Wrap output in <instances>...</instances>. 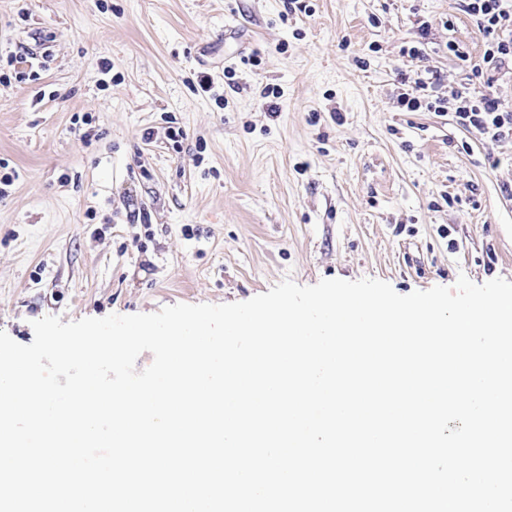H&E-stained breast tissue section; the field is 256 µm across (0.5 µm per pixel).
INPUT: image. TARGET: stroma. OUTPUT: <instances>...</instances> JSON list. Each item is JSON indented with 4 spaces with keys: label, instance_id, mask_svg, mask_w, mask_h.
Instances as JSON below:
<instances>
[{
    "label": "stroma",
    "instance_id": "obj_1",
    "mask_svg": "<svg viewBox=\"0 0 512 512\" xmlns=\"http://www.w3.org/2000/svg\"><path fill=\"white\" fill-rule=\"evenodd\" d=\"M305 2L0 0V56L17 57L0 69V330L26 345L47 315L240 302L286 279L512 282V142L396 103L424 70L446 96L468 83L475 18L459 0ZM419 18L432 37L412 58Z\"/></svg>",
    "mask_w": 512,
    "mask_h": 512
}]
</instances>
